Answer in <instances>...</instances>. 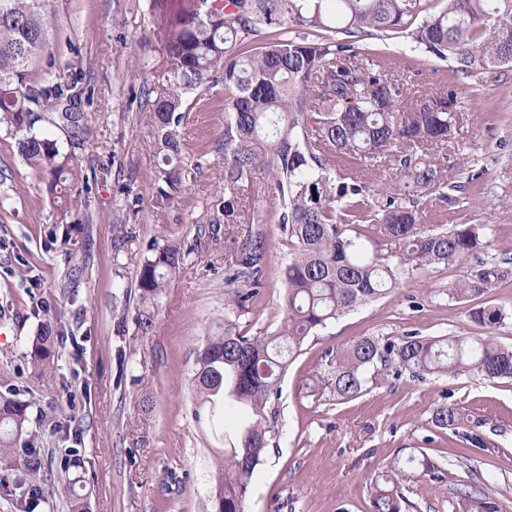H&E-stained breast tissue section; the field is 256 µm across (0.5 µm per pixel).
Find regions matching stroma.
I'll use <instances>...</instances> for the list:
<instances>
[{
  "mask_svg": "<svg viewBox=\"0 0 512 512\" xmlns=\"http://www.w3.org/2000/svg\"><path fill=\"white\" fill-rule=\"evenodd\" d=\"M53 60L78 69L85 128L75 154L89 186L75 184L73 243L57 240L58 213L41 172L0 127V397L28 402L27 428L42 437L43 466L29 477L19 462H0V512H211L214 457L221 447L197 420V351L224 316L230 290L224 247L217 244L172 276L156 297L154 327L143 332L137 278L148 244H189L201 225L224 221V89L202 87L190 99L183 156L201 177L175 205L153 203L160 155L142 88L161 92L160 30L150 0H53ZM365 47L411 95L438 88L458 93L459 122L445 149L443 173L460 185L449 204L428 200L422 222L482 224L476 257H512V68L462 74L402 35L377 36ZM256 223L270 242L265 286L240 319L250 335L281 322L288 246L277 222L281 199L257 169L249 194ZM463 273L438 265L405 276L386 297L340 317L310 337L291 362L276 403L280 433L259 467L250 512H370L369 483L402 449H424L438 477H408L406 512H452L453 492L478 486L512 512V381L473 374L414 379L386 370L362 392L339 399L307 384L325 351L360 336L388 338L491 334L512 345V273L479 305L495 306L491 328L470 317V302L448 296ZM64 334L52 373L30 363L29 341L46 322ZM455 403L482 419L488 448L466 462L452 431L434 428V407Z\"/></svg>",
  "mask_w": 512,
  "mask_h": 512,
  "instance_id": "obj_1",
  "label": "stroma"
}]
</instances>
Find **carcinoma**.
I'll return each mask as SVG.
<instances>
[{
  "instance_id": "cac0c4a2",
  "label": "carcinoma",
  "mask_w": 512,
  "mask_h": 512,
  "mask_svg": "<svg viewBox=\"0 0 512 512\" xmlns=\"http://www.w3.org/2000/svg\"><path fill=\"white\" fill-rule=\"evenodd\" d=\"M160 16L162 63L155 70L163 93L151 98L162 165L155 183L161 211L200 175V166L182 157V124L187 95L198 88H224V262L227 283L235 285L224 318L196 359L198 408L224 395L240 409L243 422L229 447L217 452L214 493H224V512H247L258 467L277 435L275 401L290 361L305 341L346 313L385 297L408 273L458 263L481 248L486 227L420 224L424 197L449 203L433 155L444 148L457 123L458 95L438 89L409 98L407 86L373 59L360 42L373 35L408 32L434 56L451 57L466 75L484 65L512 67V0H447L429 14L423 0H164ZM53 13L49 0H0V124L20 135L18 152L47 176L62 213L70 199L65 181L88 183L76 161L82 124L63 110L82 104L76 73L53 71L50 48ZM322 31L318 39L297 33ZM53 111V125L65 141L36 128ZM267 150L266 167L283 201L278 224L286 236L289 260L284 317L268 334L242 333L239 319L263 287L270 244L249 216L243 196L255 168V148ZM351 157L392 170L391 184L371 192L362 179L336 167ZM359 224L379 226L383 237L402 244L398 260L369 251ZM216 232V229L209 230ZM208 230L193 244L147 247L137 288L143 303L138 323L153 327L149 312L169 279L188 265ZM512 258L480 261L449 289L456 300L480 297L504 278ZM471 318L482 326L503 319L501 310L479 307ZM59 335L46 329L31 345V362L50 369ZM393 368L415 378L474 374L512 380V348L490 336L423 337L387 340L361 336L325 353L310 390L327 389L339 399L362 391L369 369ZM26 405L0 398V459L26 449L24 468L35 474L42 461L37 436L27 430ZM431 423L462 433L466 447L485 448L482 422L454 404L437 406ZM433 476L438 466L425 453L395 459L370 482L372 512H404L401 480L412 471ZM456 512H498L477 487L455 490Z\"/></svg>"
}]
</instances>
